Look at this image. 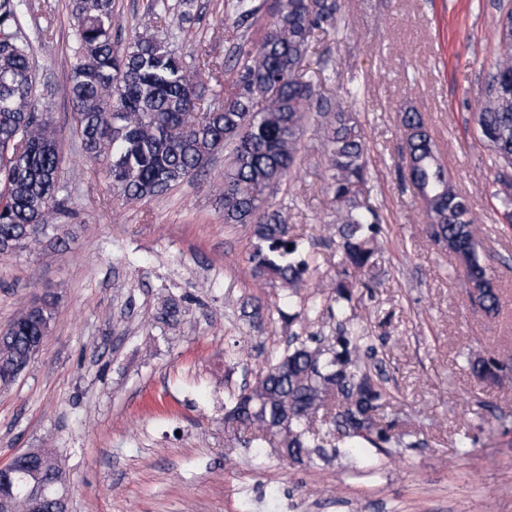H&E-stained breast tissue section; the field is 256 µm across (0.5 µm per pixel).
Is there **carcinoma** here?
Listing matches in <instances>:
<instances>
[{"label": "carcinoma", "instance_id": "1", "mask_svg": "<svg viewBox=\"0 0 512 512\" xmlns=\"http://www.w3.org/2000/svg\"><path fill=\"white\" fill-rule=\"evenodd\" d=\"M28 0H0V255H11L49 239L60 244V226L49 217L64 206L57 131L33 74V46L23 29ZM76 45L68 94L84 156L106 165L113 196L147 202L203 171L220 152L224 179L218 190L224 223L249 224L257 243L250 255L255 276L295 287L310 269L311 255L277 211L265 207L264 192L300 164L301 135L312 116L321 117L323 156L336 201L342 274L366 272L378 251L381 218L360 199L368 176L362 130L341 102L331 105L307 78L306 60L317 38L336 28L342 0H225L236 27L270 17L259 43L225 61L234 91L220 106L200 107L209 64H186L170 40L168 0H152L144 30L115 47L112 0H68ZM477 134L496 168L493 195L506 209L512 229V36L500 44L488 73ZM410 183L424 203L430 240L452 253L476 302L488 317L501 309L489 265L466 198L454 188L436 143L420 114L400 115ZM336 335L327 346L297 337L269 361L252 385L228 395L224 420L262 447L280 437L292 463L324 459L328 450L369 445L390 455L411 448L408 430L386 420L388 392L368 362L376 348L351 327L345 281L334 286ZM55 302L25 306L0 329V384L7 386L33 359L49 335ZM480 382L500 384L512 366L491 353L468 358ZM35 473L54 499L69 489L56 455L35 456Z\"/></svg>", "mask_w": 512, "mask_h": 512}]
</instances>
